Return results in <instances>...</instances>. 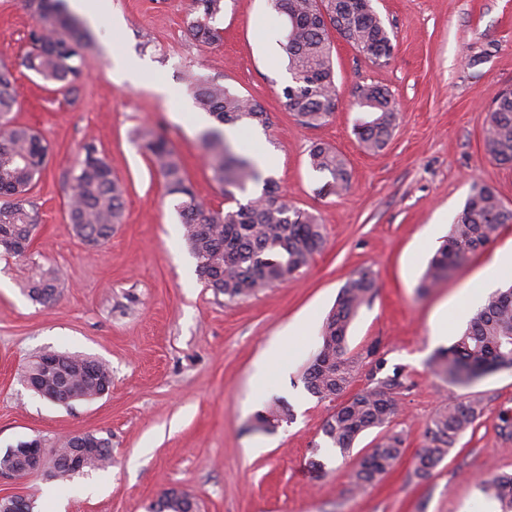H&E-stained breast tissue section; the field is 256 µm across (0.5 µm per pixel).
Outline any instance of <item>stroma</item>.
Segmentation results:
<instances>
[{"mask_svg":"<svg viewBox=\"0 0 512 512\" xmlns=\"http://www.w3.org/2000/svg\"><path fill=\"white\" fill-rule=\"evenodd\" d=\"M394 52L371 62L341 36L333 38L340 102L320 128L288 112L282 90L292 82L282 49L285 23L267 0H224L213 24L221 42L192 39V0H108L82 20L85 64L77 95L56 90L22 66L35 24L24 0H0V59L20 92L12 122L34 128L52 161L30 199L38 233L28 256L0 253V455L19 441L55 446L67 434L108 438L112 463L75 476L66 487L37 474L1 488L24 496L33 512H147L170 488L189 492L199 512H499L473 479L512 471V371L459 387L435 377L429 361L449 346L488 295L512 279L492 265L512 249V224L428 293L417 287L462 210L473 184L493 187L512 207V166L493 162L483 122L496 93L512 88V0H373ZM481 53L479 63L471 56ZM140 64L143 79L117 80L116 59ZM223 78L232 92L259 103L267 125H238L235 140L279 162L270 175L292 202L316 214L326 245L288 284L230 301L206 288L182 238L175 201L134 132L152 126L178 152L196 195L219 209L224 197L202 157V113L189 105L188 71ZM161 80L170 95L156 93ZM386 88L399 108L396 128L375 154L358 144L362 114L356 86ZM344 156L348 195L321 193L308 164L313 143ZM94 145L124 187L125 220L99 246L68 222L72 176ZM46 268L59 274L53 302L28 292ZM371 269L377 288L347 333L350 353L379 347L387 368H401L395 429L404 453L380 483L356 493L352 472L374 448L377 431L358 437L349 456L323 445L333 404L310 394L301 371L319 343L324 318L346 280ZM448 334L436 337L440 322ZM280 349L265 381L258 363ZM44 351L79 353L107 364L108 394L70 405L26 387L28 363ZM486 409L424 480L413 475L427 424L448 401L469 393ZM273 394L293 418L273 432L253 419Z\"/></svg>","mask_w":512,"mask_h":512,"instance_id":"35a3bbf8","label":"stroma"}]
</instances>
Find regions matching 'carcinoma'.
Masks as SVG:
<instances>
[{
  "mask_svg": "<svg viewBox=\"0 0 512 512\" xmlns=\"http://www.w3.org/2000/svg\"><path fill=\"white\" fill-rule=\"evenodd\" d=\"M271 9L286 19L283 50L293 84L282 90L288 111L308 128L324 125L336 111L338 94L332 58V33L336 32L374 63L387 62L393 45L372 0H269ZM36 18L29 32V50L22 65L45 82L77 91L76 82L84 66V44L78 22L68 12L65 0H26ZM196 18L189 34L207 44L221 41V31L211 21L223 10L222 0H193ZM187 90L198 110L210 114L217 126L202 131L199 139L205 164L213 181L224 193L227 207L212 210L204 206L185 178L179 157L168 139L149 128L135 137L164 179L167 194L176 201L181 217L183 240L197 261L200 277L207 287L230 301L242 300L288 283L306 267L326 243L317 216L291 203L276 181L262 177L257 161L235 148L222 126L238 123H267L266 111L257 103L232 93L222 79L192 72L186 77ZM353 106L373 114L355 124L354 134L368 151L381 150L390 139L398 119V107L390 93L378 85L355 89ZM19 107V95L9 67L0 64V251L23 255L31 246L38 224L37 212L29 200L32 188L51 161L44 139L28 126L11 123L9 115ZM485 147L499 165H512V90L495 96L486 113L483 128ZM311 168L326 175L321 190L342 195L350 187L346 162L331 147L315 143L309 150ZM68 220L75 234L89 245L112 237L123 223V188L111 167L96 149L85 147V157L72 177ZM262 185L260 194L242 204L236 192L248 185ZM504 224H512V208L494 189L474 184L448 237L430 260L419 290L428 291L448 279L472 255L483 251L498 236ZM57 274L48 268L33 280L29 294L42 303L54 299ZM376 278L361 270L339 291L336 303L323 322L319 346L303 367L301 380L319 400H335L350 386L360 364L371 359L372 374L383 370L377 357L378 344L360 355L348 353L346 336L361 308L372 298ZM62 370L82 389L87 400L100 397L112 386L109 367L77 354H61ZM432 374L451 384L466 387L483 376L512 371V286L489 294L471 318L468 327L447 348L435 352L429 363ZM24 381L44 390L56 386L53 372L41 369L39 359L29 363ZM404 386L399 369L341 403L325 420L322 433L328 447L344 456L366 431L379 430L372 450L359 458L353 472V486L363 491L380 482L401 458L405 437L392 427L398 412L396 395ZM483 399L471 394L442 407L428 424L423 444L415 457L413 476L427 479L448 456L458 438L474 429L483 415ZM292 420L290 408L272 396L255 416V429L262 432ZM101 442L98 455L89 459L88 469H102L111 463L108 439L87 433ZM481 492L500 504L501 512H512V473L481 477ZM194 497L182 490L164 491L150 512H197Z\"/></svg>",
  "mask_w": 512,
  "mask_h": 512,
  "instance_id": "1",
  "label": "carcinoma"
}]
</instances>
